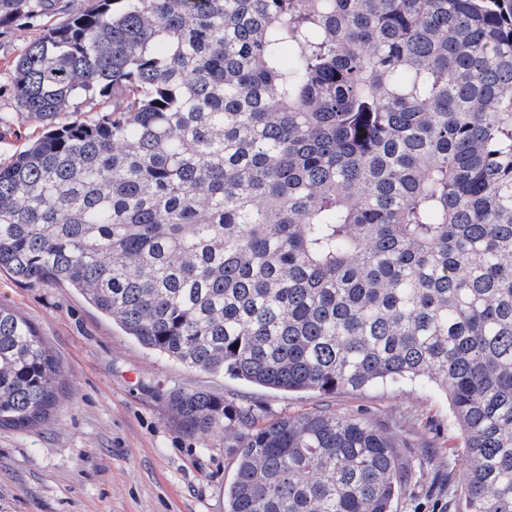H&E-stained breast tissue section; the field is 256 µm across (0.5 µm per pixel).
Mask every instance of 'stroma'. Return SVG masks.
Here are the masks:
<instances>
[{"label":"stroma","instance_id":"obj_1","mask_svg":"<svg viewBox=\"0 0 512 512\" xmlns=\"http://www.w3.org/2000/svg\"><path fill=\"white\" fill-rule=\"evenodd\" d=\"M39 34L24 23L0 30V113L16 110L11 63ZM0 303L37 327L63 370L49 421L0 428V512H225L238 436L182 432L169 408L175 391L251 408L261 424L318 410L363 418L395 444L401 491L393 512H456L465 457L435 384L285 393L146 349L71 288H26L0 272Z\"/></svg>","mask_w":512,"mask_h":512}]
</instances>
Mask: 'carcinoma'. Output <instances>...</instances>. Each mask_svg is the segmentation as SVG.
I'll list each match as a JSON object with an SVG mask.
<instances>
[{
	"label": "carcinoma",
	"mask_w": 512,
	"mask_h": 512,
	"mask_svg": "<svg viewBox=\"0 0 512 512\" xmlns=\"http://www.w3.org/2000/svg\"><path fill=\"white\" fill-rule=\"evenodd\" d=\"M50 2L0 0V28ZM11 88L42 134L0 165V271L255 385L431 382L458 512H512V0H92ZM61 375L0 304V428L44 424ZM170 406L244 431L225 512H393L394 445L361 418Z\"/></svg>",
	"instance_id": "obj_1"
}]
</instances>
